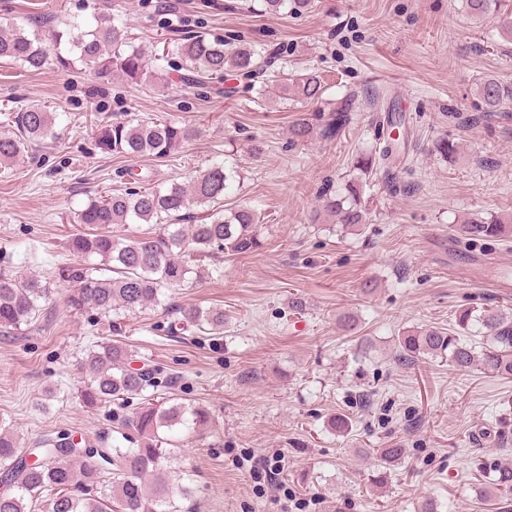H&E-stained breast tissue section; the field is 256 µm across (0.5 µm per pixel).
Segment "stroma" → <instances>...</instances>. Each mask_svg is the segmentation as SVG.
I'll list each match as a JSON object with an SVG mask.
<instances>
[{"instance_id":"obj_1","label":"stroma","mask_w":512,"mask_h":512,"mask_svg":"<svg viewBox=\"0 0 512 512\" xmlns=\"http://www.w3.org/2000/svg\"><path fill=\"white\" fill-rule=\"evenodd\" d=\"M105 7L157 50L194 33L265 41L284 52L289 74L317 72L325 92L258 103L245 88L222 95L216 79L197 94L169 68L165 79L116 80L92 98L93 69L0 62V135L14 133L16 104L58 115L52 138L0 169V267L33 269L54 286L30 328L0 335V424L26 446L65 433L86 448L129 447L121 421L139 400L87 408L73 393L85 350L116 333L110 318L66 307L61 271L76 262L67 241L83 229L77 213L88 198L125 189L126 169L145 187H166L227 159L241 179L225 205L261 214V248L221 258L212 276L127 315L116 334L153 368L154 399L212 413L170 458L194 479L191 512H419L428 498L441 512H512V496H481L475 476L478 463L512 459V379L391 356L401 332L451 328L461 306L512 312V235L472 242L451 230L474 213L512 212V103L487 115L475 94L485 77L512 82V48L495 19L474 22L463 0H314L277 16L245 0H0V24ZM348 97L350 122L337 138L289 143L294 122L318 131ZM102 119L176 121L190 136L167 157L134 160L100 142ZM443 138L455 154L437 151ZM388 144L396 155L369 177L362 231L328 221L323 194L357 178V154ZM33 245L41 259L31 265ZM195 306L223 309L222 338L169 333ZM345 315L356 317L354 330H339ZM338 414L349 433L330 429ZM397 444L406 453L378 490L375 451ZM250 454L280 458L281 479L308 507L274 501L243 465Z\"/></svg>"}]
</instances>
